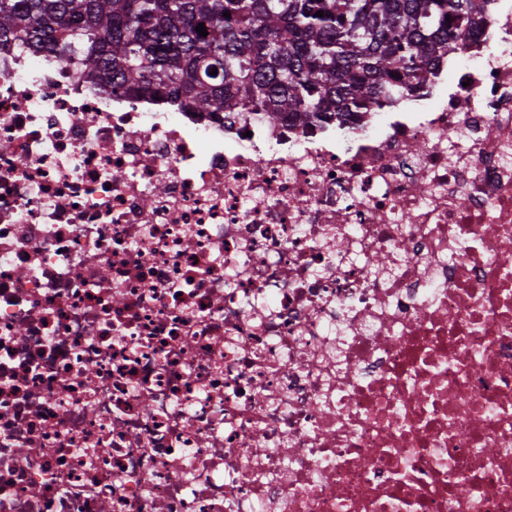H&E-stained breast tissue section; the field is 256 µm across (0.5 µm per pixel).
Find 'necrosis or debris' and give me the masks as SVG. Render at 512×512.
Returning a JSON list of instances; mask_svg holds the SVG:
<instances>
[{
    "instance_id": "1",
    "label": "necrosis or debris",
    "mask_w": 512,
    "mask_h": 512,
    "mask_svg": "<svg viewBox=\"0 0 512 512\" xmlns=\"http://www.w3.org/2000/svg\"><path fill=\"white\" fill-rule=\"evenodd\" d=\"M428 83L304 127L0 46V512H512V0Z\"/></svg>"
}]
</instances>
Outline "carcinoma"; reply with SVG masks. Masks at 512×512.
Wrapping results in <instances>:
<instances>
[{
	"label": "carcinoma",
	"instance_id": "carcinoma-1",
	"mask_svg": "<svg viewBox=\"0 0 512 512\" xmlns=\"http://www.w3.org/2000/svg\"><path fill=\"white\" fill-rule=\"evenodd\" d=\"M488 2L0 0V42L86 61L114 90H163L197 112L343 120L424 92Z\"/></svg>",
	"mask_w": 512,
	"mask_h": 512
}]
</instances>
